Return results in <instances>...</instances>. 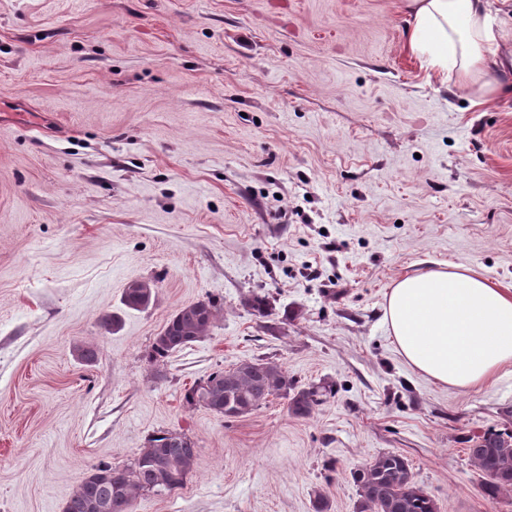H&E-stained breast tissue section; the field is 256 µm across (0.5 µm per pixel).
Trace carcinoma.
Returning <instances> with one entry per match:
<instances>
[{"label": "carcinoma", "instance_id": "carcinoma-1", "mask_svg": "<svg viewBox=\"0 0 512 512\" xmlns=\"http://www.w3.org/2000/svg\"><path fill=\"white\" fill-rule=\"evenodd\" d=\"M154 283L134 280L123 291L131 310L147 308ZM219 315L217 303L202 299L180 308L156 336L150 361L159 363L172 353L209 335ZM334 389L327 383L299 386L275 361H242L211 374L189 388L184 399L224 418L241 416L243 406L254 411L269 398L284 395L296 418L309 416ZM199 449L184 432L162 431L151 436L131 461L122 466L101 463L81 480L63 512H130L133 501L155 490L166 495L184 487L197 464ZM473 465L485 479L491 499L512 496V431L488 430L468 449ZM357 487L356 512H437L435 500L416 482L403 455L380 453L352 473Z\"/></svg>", "mask_w": 512, "mask_h": 512}]
</instances>
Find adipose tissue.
<instances>
[{
    "label": "adipose tissue",
    "instance_id": "1",
    "mask_svg": "<svg viewBox=\"0 0 512 512\" xmlns=\"http://www.w3.org/2000/svg\"><path fill=\"white\" fill-rule=\"evenodd\" d=\"M499 0H407L408 47L444 80L497 97L512 26ZM392 340L406 362L441 386L475 390L512 373V290L459 264L397 280L385 306Z\"/></svg>",
    "mask_w": 512,
    "mask_h": 512
}]
</instances>
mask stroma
I'll use <instances>...</instances> for the list:
<instances>
[{
  "instance_id": "1",
  "label": "stroma",
  "mask_w": 512,
  "mask_h": 512,
  "mask_svg": "<svg viewBox=\"0 0 512 512\" xmlns=\"http://www.w3.org/2000/svg\"><path fill=\"white\" fill-rule=\"evenodd\" d=\"M407 19L406 0H0V512H63L92 467L175 429L194 470L131 512H313L319 492L355 512L351 474L382 452L439 512H512L467 454L512 429V374L434 384L384 320L394 282L442 262L512 289V93L427 76ZM206 296L208 337L150 363ZM258 358L335 394L304 419L283 397L185 403ZM154 283L148 280H134L127 284L123 291V304L131 310L147 308L154 297Z\"/></svg>"
}]
</instances>
